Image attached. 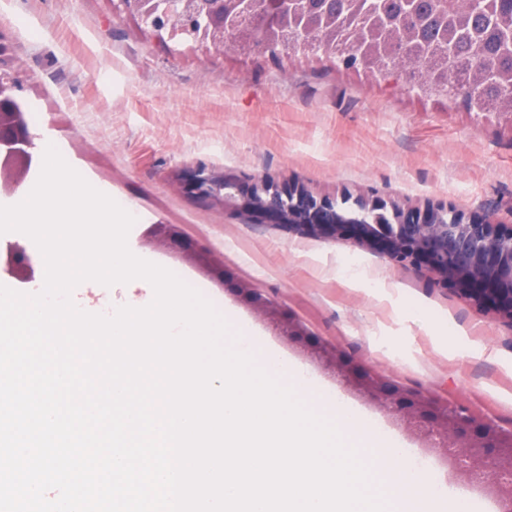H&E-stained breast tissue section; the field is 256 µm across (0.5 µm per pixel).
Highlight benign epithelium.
Masks as SVG:
<instances>
[{"instance_id": "obj_1", "label": "benign epithelium", "mask_w": 512, "mask_h": 512, "mask_svg": "<svg viewBox=\"0 0 512 512\" xmlns=\"http://www.w3.org/2000/svg\"><path fill=\"white\" fill-rule=\"evenodd\" d=\"M121 10L146 25L162 43L194 28L198 14L207 23L195 33L206 51L222 52L235 46L238 14L249 11L252 0H183L180 14L172 17L157 12L159 0H118ZM266 15L252 24L249 34L254 47L275 54L286 49L270 38V32L288 20V10L302 4L327 11L333 0H266ZM18 84L9 92L0 88V188H17L32 165V136L17 99ZM184 187L206 197H214L257 221L268 220L299 232L348 239L376 248L391 261L409 265L434 275L437 288L452 289L461 298L480 307L491 306L512 320V229H498L490 217L467 218L447 206H429L422 211L388 208L390 202L379 195L361 201L375 220L348 219L336 203L316 198L298 188H282L261 179L244 190L231 179H217L204 166L189 171ZM158 234L175 247L199 257L206 249L187 242L176 226L157 225ZM12 273L29 268L24 250L9 257ZM242 296L258 312L276 317L282 333L313 350L332 366L343 380L369 396L390 413L406 418L419 432L450 452L458 469L470 475H501L512 471V430L504 431L466 410L448 403H435L422 394L405 392L383 376L363 370L337 348L312 341L296 322L277 314L260 293L239 288Z\"/></svg>"}]
</instances>
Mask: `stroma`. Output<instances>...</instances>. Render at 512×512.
<instances>
[{"label":"stroma","instance_id":"35a3bbf8","mask_svg":"<svg viewBox=\"0 0 512 512\" xmlns=\"http://www.w3.org/2000/svg\"><path fill=\"white\" fill-rule=\"evenodd\" d=\"M0 43L32 112L36 158L26 185L38 179L40 143L54 145L92 186L137 212L133 253L156 257L191 287L205 285L218 308L248 321L404 447L430 453L442 481L467 493L468 512H502L498 488L473 486L403 417L342 382L208 265L161 242L155 227L176 225L235 280L393 385L512 429L511 321L351 241L259 224L180 185L203 165L245 186L264 177L298 185L350 212L378 194L405 209L445 204L512 225V114L468 111L321 53L162 50L113 0H0ZM17 247L29 257L27 276L0 270V284L42 287L45 265L26 235H0V261Z\"/></svg>","mask_w":512,"mask_h":512}]
</instances>
